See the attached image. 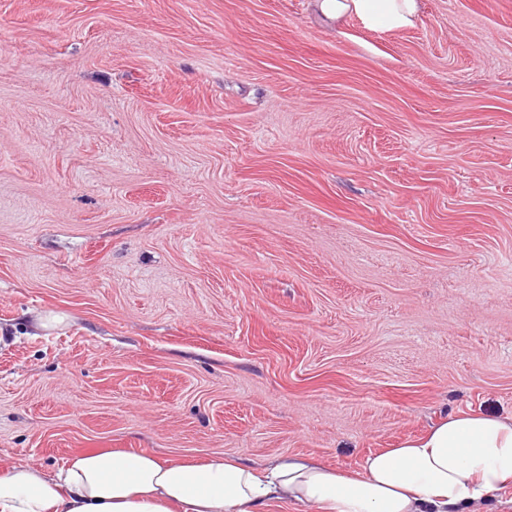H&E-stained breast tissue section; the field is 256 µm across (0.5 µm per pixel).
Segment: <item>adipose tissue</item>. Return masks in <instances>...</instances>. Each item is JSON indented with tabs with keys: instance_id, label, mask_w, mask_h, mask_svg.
Instances as JSON below:
<instances>
[{
	"instance_id": "obj_1",
	"label": "adipose tissue",
	"mask_w": 512,
	"mask_h": 512,
	"mask_svg": "<svg viewBox=\"0 0 512 512\" xmlns=\"http://www.w3.org/2000/svg\"><path fill=\"white\" fill-rule=\"evenodd\" d=\"M320 16L359 19L394 34L414 25L420 0H313ZM512 486V415L457 413L421 436L368 457L361 471L284 454L264 468L234 456L198 462L149 452L92 450L59 469L0 468V512H481Z\"/></svg>"
}]
</instances>
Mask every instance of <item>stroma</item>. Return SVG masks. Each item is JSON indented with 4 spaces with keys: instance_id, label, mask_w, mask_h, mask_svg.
I'll use <instances>...</instances> for the list:
<instances>
[{
    "instance_id": "obj_1",
    "label": "stroma",
    "mask_w": 512,
    "mask_h": 512,
    "mask_svg": "<svg viewBox=\"0 0 512 512\" xmlns=\"http://www.w3.org/2000/svg\"><path fill=\"white\" fill-rule=\"evenodd\" d=\"M457 412L512 414V0H0V465ZM313 7L327 20L350 15L369 30L394 34L414 25L420 0H313Z\"/></svg>"
}]
</instances>
